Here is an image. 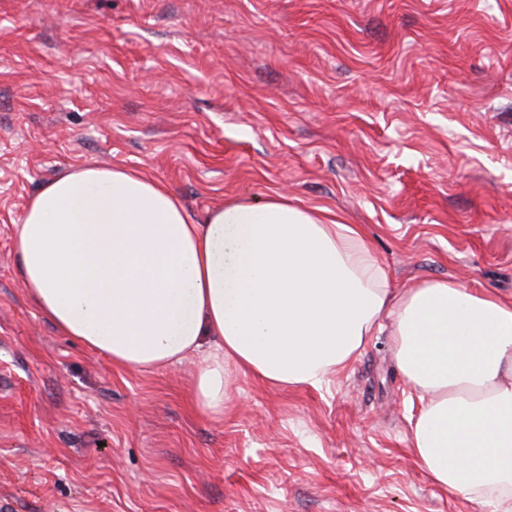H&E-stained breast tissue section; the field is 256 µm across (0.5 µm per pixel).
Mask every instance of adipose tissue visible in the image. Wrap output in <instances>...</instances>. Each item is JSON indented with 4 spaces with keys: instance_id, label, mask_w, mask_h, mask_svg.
<instances>
[{
    "instance_id": "1",
    "label": "adipose tissue",
    "mask_w": 512,
    "mask_h": 512,
    "mask_svg": "<svg viewBox=\"0 0 512 512\" xmlns=\"http://www.w3.org/2000/svg\"><path fill=\"white\" fill-rule=\"evenodd\" d=\"M29 301L119 368L196 355L194 402L227 369L321 387L389 321L420 402L411 449L449 496L512 512V300L448 279L392 285L362 225L277 192L196 221L162 181L87 165L45 183L14 236Z\"/></svg>"
}]
</instances>
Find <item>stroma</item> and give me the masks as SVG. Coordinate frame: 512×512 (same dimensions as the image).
I'll use <instances>...</instances> for the list:
<instances>
[{
  "label": "stroma",
  "mask_w": 512,
  "mask_h": 512,
  "mask_svg": "<svg viewBox=\"0 0 512 512\" xmlns=\"http://www.w3.org/2000/svg\"><path fill=\"white\" fill-rule=\"evenodd\" d=\"M195 220L287 191L363 225L395 287L512 296V0H0V512H489L410 452L386 331L321 388L196 356L113 367L28 301L13 234L63 171Z\"/></svg>",
  "instance_id": "35a3bbf8"
}]
</instances>
